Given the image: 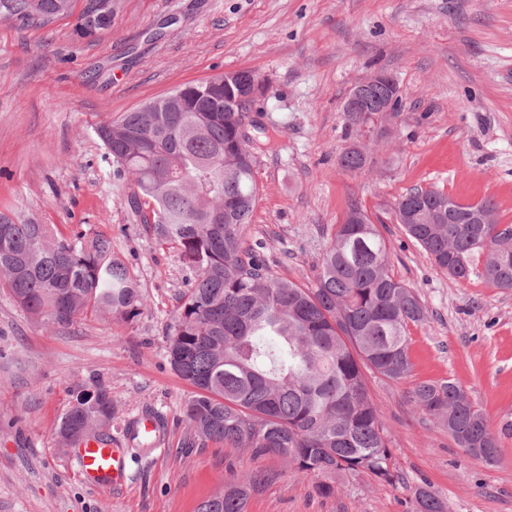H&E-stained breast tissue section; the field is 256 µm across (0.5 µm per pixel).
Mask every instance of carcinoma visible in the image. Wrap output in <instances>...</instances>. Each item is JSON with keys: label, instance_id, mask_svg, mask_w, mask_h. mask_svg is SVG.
<instances>
[{"label": "carcinoma", "instance_id": "1", "mask_svg": "<svg viewBox=\"0 0 512 512\" xmlns=\"http://www.w3.org/2000/svg\"><path fill=\"white\" fill-rule=\"evenodd\" d=\"M71 0H0V18L45 25L69 12ZM176 112L168 97L97 127V135L138 188L134 211L161 244H174L196 275L180 297L167 338L172 371L193 388L184 413L197 437L256 456L281 458L321 478L320 495L335 493L336 475L364 472L392 483L396 470L383 415L370 397L365 371L398 382L410 375L406 334L425 319L416 292L387 267L388 243L358 204L338 225L314 284L275 277L245 229L256 204L248 102L235 86L218 91L194 84ZM390 96L388 74L349 115L367 121ZM373 163L368 146L354 144L339 165L359 172ZM395 211L442 270L467 278L483 260L493 286L512 290V224L498 222L490 200L463 204L433 190L414 189ZM0 276L31 315L65 325L88 312L130 318L144 298L130 268L112 255V241L55 237L51 224L21 222L0 213ZM411 401L448 425V435L471 456L493 464L500 442L467 393L451 380L422 382ZM112 421V394L78 389L57 433L71 447L99 437ZM272 480L266 471L245 482L224 481L197 512H245L250 496ZM416 512H447L420 486Z\"/></svg>", "mask_w": 512, "mask_h": 512}]
</instances>
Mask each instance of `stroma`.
<instances>
[{
    "label": "stroma",
    "instance_id": "1",
    "mask_svg": "<svg viewBox=\"0 0 512 512\" xmlns=\"http://www.w3.org/2000/svg\"><path fill=\"white\" fill-rule=\"evenodd\" d=\"M86 0L41 26L0 19V213L53 225L59 237L110 238L146 304L131 319L90 312L48 325L0 279V512H195L222 478L258 469L273 481L246 512H414L426 484L449 512H512V436L488 465L459 448L446 425L410 400L422 382H457L492 432L512 419V290L474 268L439 269L394 216L397 199L433 189L464 203L492 199L512 224V0H115L110 23L82 33ZM267 86L251 120L268 131L252 147L259 199L246 227L272 274L313 281L337 226L358 204L389 245V271L413 288L425 319L409 324L410 376H372L395 483L343 474L318 495L317 476L280 459L199 439L183 406L192 389L170 368L167 334L195 277L176 246L158 243L128 203L96 133L178 86L233 71ZM398 81V112L349 124L343 103L362 77ZM360 141L366 171L338 158ZM112 394L104 430L122 441L126 419L162 413L168 436L131 449L120 489L83 483L56 424L79 387Z\"/></svg>",
    "mask_w": 512,
    "mask_h": 512
}]
</instances>
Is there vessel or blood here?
<instances>
[{"instance_id": "1", "label": "vessel or blood", "mask_w": 512, "mask_h": 512, "mask_svg": "<svg viewBox=\"0 0 512 512\" xmlns=\"http://www.w3.org/2000/svg\"><path fill=\"white\" fill-rule=\"evenodd\" d=\"M165 434L163 418L149 409L138 412L124 426L125 447L109 439H91L76 450L75 463L79 478L102 489L124 486L129 479L128 449L151 448L161 444Z\"/></svg>"}]
</instances>
